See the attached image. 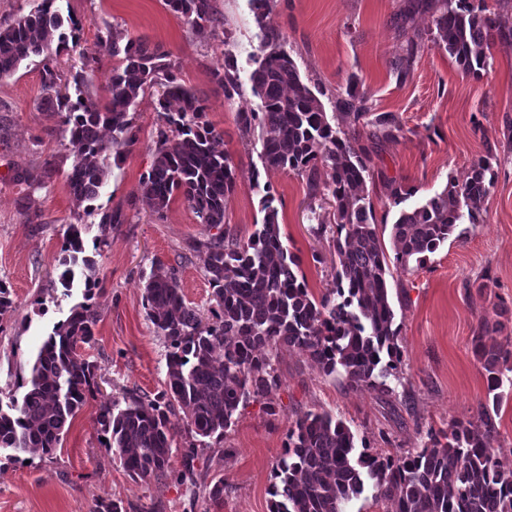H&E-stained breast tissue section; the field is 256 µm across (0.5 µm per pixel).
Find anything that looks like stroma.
I'll return each instance as SVG.
<instances>
[{
  "mask_svg": "<svg viewBox=\"0 0 512 512\" xmlns=\"http://www.w3.org/2000/svg\"><path fill=\"white\" fill-rule=\"evenodd\" d=\"M228 22L227 35L198 33L170 12L163 0H59L58 11L79 25L73 52L58 69L70 82L79 59L100 63L87 94L104 98L112 70L102 43L107 28L170 52L178 75L208 105L220 133L219 147L235 168L236 187L224 202L229 229L248 237L261 222L262 183L278 200L281 239L298 257L315 295L329 288L340 267L331 236L315 238L304 177L263 171L256 150L241 136L236 114L257 107L251 92L259 28L249 0H215ZM404 0H276L268 21L287 37L286 48L303 80L323 89L324 105L357 78L376 112L395 113L399 138L386 142L369 162L367 183L385 248L398 212L385 187L393 180L410 190L414 205L464 182L472 161L493 152L496 180L478 223L462 224L421 268L392 269L388 280L399 329L401 360L389 378L392 394L353 389L343 375H324L299 350H271L278 383L265 400L241 408L222 442L182 431L180 415L166 477L135 480L108 454L98 422L101 408L125 392L155 396L165 387L167 342L142 305L154 261L181 267L185 302L208 314L214 300L200 254L186 243L204 236L194 209L176 199L156 217L142 194L158 129V88L147 89L134 107L135 143L110 170L93 212L70 191L73 156L62 119L43 105L40 58L0 77V279L9 284L15 309L0 318V402L20 397L40 344L71 308L84 300L82 280L93 275L96 339L78 352L97 366L99 389L72 419L53 457L12 460L0 454V512H99L122 500L126 512H269L270 478L285 436L297 415L327 413L344 421L358 446L371 454L404 455L423 447L429 428L474 418L487 400L484 371L472 339L495 304L512 312V41H494L492 68L476 80L465 75L434 39L431 14L397 27ZM422 48L406 79L393 68L406 42ZM237 59L240 96L225 100L211 71L225 51ZM122 209L125 224L102 228L103 213ZM87 226L88 264H75L72 288L59 282L70 224ZM194 448V484L177 480L187 448ZM224 482V499L213 503L208 486Z\"/></svg>",
  "mask_w": 512,
  "mask_h": 512,
  "instance_id": "obj_1",
  "label": "stroma"
}]
</instances>
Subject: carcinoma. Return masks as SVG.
Wrapping results in <instances>:
<instances>
[{"instance_id": "carcinoma-1", "label": "carcinoma", "mask_w": 512, "mask_h": 512, "mask_svg": "<svg viewBox=\"0 0 512 512\" xmlns=\"http://www.w3.org/2000/svg\"><path fill=\"white\" fill-rule=\"evenodd\" d=\"M56 0H40L28 15L0 28V76L33 57H42L47 106L63 118V132L74 155L69 185L81 202L95 201L108 177L103 160L120 158L134 144V115L140 93L163 87L157 112L161 124L150 170L141 183L158 218L177 197L195 210L206 230L189 243L205 255L213 289L211 316L184 301L179 269L157 262L143 293L146 315L168 340L165 388L143 401L135 394L101 409L98 423L110 434L106 447L134 478L156 479L171 466L175 432L170 416L183 412L185 430L202 438L224 439L239 408L265 397L277 384L264 348L286 345L304 352L326 375L342 374L352 388L391 391L386 379L400 358L399 330L389 299V260L377 234L367 193L370 154L402 132L393 112H372L351 82L336 95L335 112H326L302 80L286 50L282 32L266 23L274 0H250L261 32L260 53L250 75L257 108L237 112L245 137L259 135L258 157L266 171L290 170L306 177L309 195L333 202L332 218L315 216L313 232L333 225V245L341 268L320 298L310 292L294 267L298 262L281 240L276 195L263 185L262 223L248 239L224 228V201L235 189V169L206 120L207 106L180 82L171 54L142 40L124 39L116 30L104 39L115 61L100 102L84 95L87 75L73 76L75 94L62 91L57 57L68 50ZM452 7V0H408L403 22L420 11L432 13L436 39L463 72L480 79L489 73L495 39H512V0H497L499 10ZM169 11L192 29L227 33L213 0H164ZM421 50L410 39L395 68L405 77ZM228 101L241 95L237 60L224 54L212 70ZM112 137L104 139L101 129ZM328 170L320 181L319 167ZM494 185L490 157L480 156L470 176L451 182L421 204L400 211L391 227L396 266H421L459 225L478 223L481 204ZM85 225L68 227L64 248L71 262L84 252ZM92 305L80 303L53 326L32 364L21 401L0 404V451L50 457L68 432L71 419L98 388L96 366L80 357L77 346L95 341ZM489 322L474 336V353L486 372L492 403L471 420H455L448 430L428 433L421 448L400 457L358 451L351 428L327 413L296 418L288 442L273 468L270 512H346L345 505L372 483L375 498L393 502L395 512H512V467L493 454L494 422L504 371L512 372V336L488 343Z\"/></svg>"}]
</instances>
